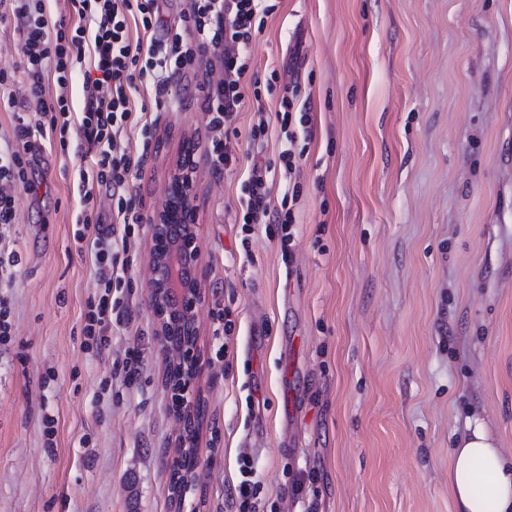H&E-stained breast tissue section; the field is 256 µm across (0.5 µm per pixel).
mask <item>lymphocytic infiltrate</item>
<instances>
[{"mask_svg":"<svg viewBox=\"0 0 512 512\" xmlns=\"http://www.w3.org/2000/svg\"><path fill=\"white\" fill-rule=\"evenodd\" d=\"M17 30L25 41L27 61L22 72L0 68V93L15 82L25 85L21 99H10L16 110L10 140L0 143V285L10 283L20 262L16 251L5 245V232L16 221V188H29L28 170L33 163L18 142L29 137L33 117L46 119L51 133L67 138L72 118H79V128L86 141L106 143L87 165L78 171V190L84 208L77 218L84 229L94 232L93 261L106 293L94 304L85 333L97 337L100 347H108L111 315L118 304L110 300L109 290L124 286L127 254L135 224L142 217L135 211L133 198L121 190L132 170L139 166L120 138L132 112V98L139 88L135 72L139 65L153 71L159 90H166L177 69L214 56L224 71L223 79L204 91L202 106L210 117L215 134L207 151L215 166L229 165L234 150L222 135L226 122L243 106L248 93L246 56L257 20L271 13L266 0H192L181 30L167 32L150 46L132 44L131 23L144 30L158 27L157 0H68L75 24L50 22L47 0H12ZM81 71L82 108L74 110L71 91L73 71ZM53 81L54 92H47L46 81ZM112 185L118 190V223L100 224L90 203L96 187ZM247 199L242 220L247 224L288 226L291 211L271 212L262 164H254L245 184Z\"/></svg>","mask_w":512,"mask_h":512,"instance_id":"obj_1","label":"lymphocytic infiltrate"}]
</instances>
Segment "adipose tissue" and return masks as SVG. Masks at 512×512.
Wrapping results in <instances>:
<instances>
[{
    "label": "adipose tissue",
    "mask_w": 512,
    "mask_h": 512,
    "mask_svg": "<svg viewBox=\"0 0 512 512\" xmlns=\"http://www.w3.org/2000/svg\"><path fill=\"white\" fill-rule=\"evenodd\" d=\"M448 489L454 512H512V456L482 425L451 449Z\"/></svg>",
    "instance_id": "1"
}]
</instances>
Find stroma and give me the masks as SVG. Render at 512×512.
I'll return each mask as SVG.
<instances>
[{
  "label": "stroma",
  "mask_w": 512,
  "mask_h": 512,
  "mask_svg": "<svg viewBox=\"0 0 512 512\" xmlns=\"http://www.w3.org/2000/svg\"><path fill=\"white\" fill-rule=\"evenodd\" d=\"M272 2L248 54L261 100L230 124L236 160L217 170L201 156L197 174L195 491L170 498L178 425L146 219L183 142L212 135L199 97L220 69L207 62L173 77L161 108L144 73L146 109L123 131L142 158L126 193L144 221L109 349L81 334L101 288L76 236L74 173L97 148L76 127L64 143L30 138L36 192H15L21 263L0 288L13 330L0 345V512H238L246 460L254 512H453L448 452L470 419L512 453V0ZM285 98L296 131H311L292 172L279 157ZM256 161L272 208L300 191L289 253L276 225L239 222Z\"/></svg>",
  "instance_id": "1"
}]
</instances>
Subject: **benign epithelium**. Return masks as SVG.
<instances>
[{
    "mask_svg": "<svg viewBox=\"0 0 512 512\" xmlns=\"http://www.w3.org/2000/svg\"><path fill=\"white\" fill-rule=\"evenodd\" d=\"M199 143L186 141L149 221L153 242L149 302L157 317V336L166 356L167 386L174 416L182 425L175 447H194L200 396L194 383L203 369L195 349L198 316L205 302L199 286L201 253L193 207ZM199 481L193 469L185 481L170 486L173 499L182 501Z\"/></svg>",
    "mask_w": 512,
    "mask_h": 512,
    "instance_id": "obj_1",
    "label": "benign epithelium"
}]
</instances>
